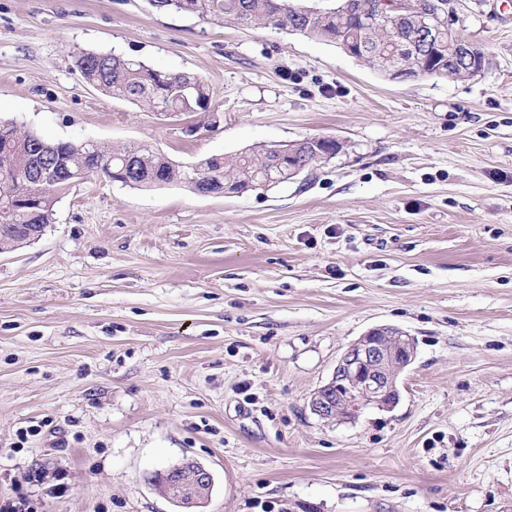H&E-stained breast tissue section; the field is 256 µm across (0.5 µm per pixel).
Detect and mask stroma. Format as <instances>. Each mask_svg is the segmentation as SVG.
Masks as SVG:
<instances>
[{
  "label": "stroma",
  "mask_w": 512,
  "mask_h": 512,
  "mask_svg": "<svg viewBox=\"0 0 512 512\" xmlns=\"http://www.w3.org/2000/svg\"><path fill=\"white\" fill-rule=\"evenodd\" d=\"M455 9L483 72L392 81L146 0H0V117L47 139L182 163L343 145L239 196L95 174L0 254V510L179 512L149 477L192 459L213 475L203 512H512V0ZM75 50L201 77L211 108L105 96ZM380 325L417 344L397 405L313 414Z\"/></svg>",
  "instance_id": "1"
}]
</instances>
